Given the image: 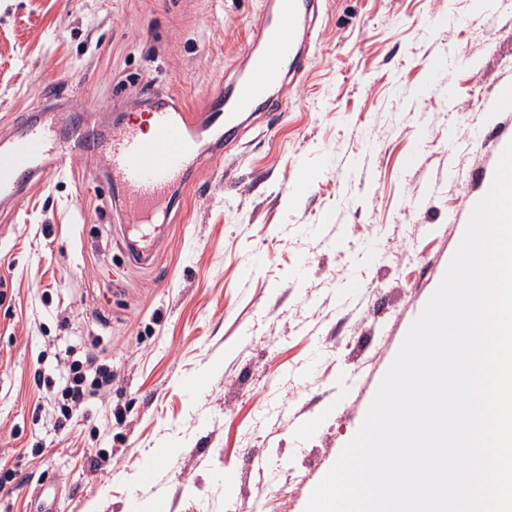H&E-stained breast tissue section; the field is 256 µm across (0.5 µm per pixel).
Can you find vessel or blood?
Listing matches in <instances>:
<instances>
[{
    "instance_id": "obj_1",
    "label": "vessel or blood",
    "mask_w": 512,
    "mask_h": 512,
    "mask_svg": "<svg viewBox=\"0 0 512 512\" xmlns=\"http://www.w3.org/2000/svg\"><path fill=\"white\" fill-rule=\"evenodd\" d=\"M323 0H276L274 11L262 13L253 28L262 53L248 55L247 69L225 85H217L201 106L166 103L147 113L151 135L126 123L111 139L97 143L82 129L73 130L66 149H57L50 129L40 119L14 129L0 144V201H15L34 183L47 181L66 168L70 158L99 148L112 183L120 187L122 205L129 212L133 234L126 248L137 263L147 264L159 243L174 186L189 187L193 172L205 158L200 150L204 132L216 133L224 147L235 145L248 112L260 111L277 86L298 81L310 47L319 40L314 21Z\"/></svg>"
}]
</instances>
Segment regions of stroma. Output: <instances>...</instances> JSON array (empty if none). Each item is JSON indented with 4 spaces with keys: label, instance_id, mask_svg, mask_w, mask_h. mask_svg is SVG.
<instances>
[{
    "label": "stroma",
    "instance_id": "stroma-1",
    "mask_svg": "<svg viewBox=\"0 0 512 512\" xmlns=\"http://www.w3.org/2000/svg\"><path fill=\"white\" fill-rule=\"evenodd\" d=\"M260 0H0V136L202 103ZM300 82L180 189L154 264L100 154L0 204V512H305L512 143V0H328ZM94 349L112 391L45 401ZM109 461L93 468L91 457Z\"/></svg>",
    "mask_w": 512,
    "mask_h": 512
}]
</instances>
